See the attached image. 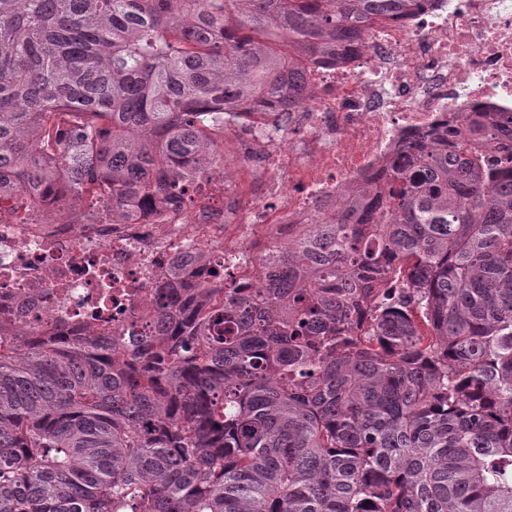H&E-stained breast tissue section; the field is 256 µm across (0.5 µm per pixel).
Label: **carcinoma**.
I'll use <instances>...</instances> for the list:
<instances>
[{
  "mask_svg": "<svg viewBox=\"0 0 512 512\" xmlns=\"http://www.w3.org/2000/svg\"><path fill=\"white\" fill-rule=\"evenodd\" d=\"M415 0H0V200L192 202L239 112H293ZM479 115L150 335L0 334V512H512V145ZM405 277L412 288H391Z\"/></svg>",
  "mask_w": 512,
  "mask_h": 512,
  "instance_id": "1",
  "label": "carcinoma"
}]
</instances>
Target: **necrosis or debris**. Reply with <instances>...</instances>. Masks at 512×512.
Wrapping results in <instances>:
<instances>
[{"label": "necrosis or debris", "mask_w": 512, "mask_h": 512, "mask_svg": "<svg viewBox=\"0 0 512 512\" xmlns=\"http://www.w3.org/2000/svg\"><path fill=\"white\" fill-rule=\"evenodd\" d=\"M305 79L296 111L239 114L225 136L237 179L193 184L191 204L135 203L121 224L47 223L52 198L0 215V326L147 335L179 261L197 283L261 287L281 240L333 222L350 191L385 187L422 139L512 113V0H417L344 61H308Z\"/></svg>", "instance_id": "1"}]
</instances>
